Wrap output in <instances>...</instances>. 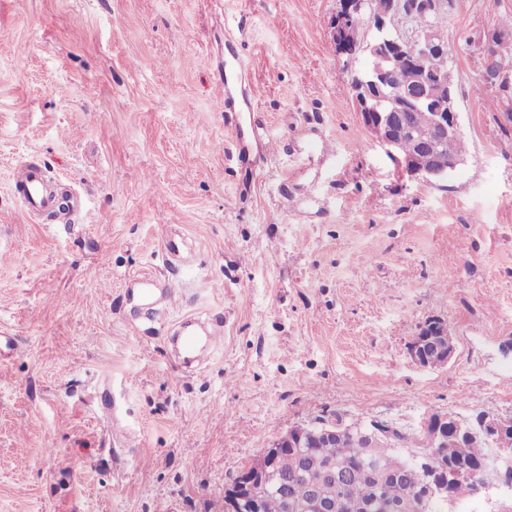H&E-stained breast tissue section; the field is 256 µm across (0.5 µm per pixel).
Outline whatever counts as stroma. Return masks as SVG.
Listing matches in <instances>:
<instances>
[{
  "mask_svg": "<svg viewBox=\"0 0 512 512\" xmlns=\"http://www.w3.org/2000/svg\"><path fill=\"white\" fill-rule=\"evenodd\" d=\"M340 0H0V512H224L231 477L318 419L512 415V94L487 79L512 0H448L466 156L410 178L364 128L332 43ZM234 40L258 165L212 86ZM481 93H474V85ZM319 141L334 158L311 153ZM81 196L27 220L15 167ZM191 263L166 261L167 235ZM152 274L183 297L140 315ZM224 344L185 369L183 318ZM446 323L448 364L409 347Z\"/></svg>",
  "mask_w": 512,
  "mask_h": 512,
  "instance_id": "obj_1",
  "label": "stroma"
}]
</instances>
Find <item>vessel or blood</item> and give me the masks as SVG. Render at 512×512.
<instances>
[{"label":"vessel or blood","instance_id":"1","mask_svg":"<svg viewBox=\"0 0 512 512\" xmlns=\"http://www.w3.org/2000/svg\"><path fill=\"white\" fill-rule=\"evenodd\" d=\"M244 63L236 48H229L224 61V73L214 88V99L224 111V120L231 131V140L241 158H248L249 143L260 144L264 153H271L276 148L275 141L264 133L262 124L254 119L258 104L249 89H237L241 79ZM14 193L26 216L49 218L78 211L81 205L79 196L68 190L49 193L45 173L35 165L18 167L13 174ZM140 301L144 309H152L158 300L177 303L176 291L158 290L155 278L146 274L140 278ZM222 330H214L208 336L198 338L185 336L181 345L185 352L192 353L198 347L213 350L223 345Z\"/></svg>","mask_w":512,"mask_h":512}]
</instances>
